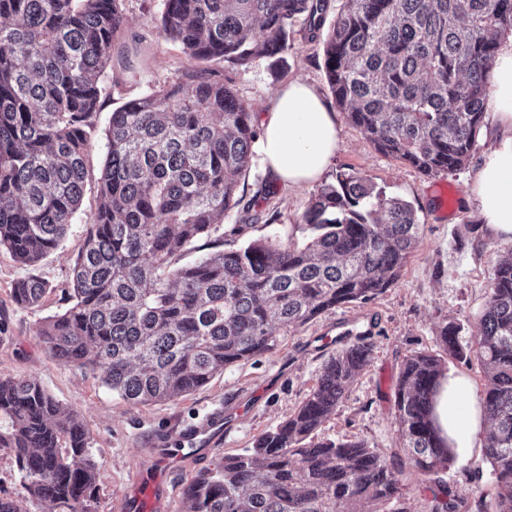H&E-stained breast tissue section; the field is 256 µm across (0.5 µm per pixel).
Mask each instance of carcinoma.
Here are the masks:
<instances>
[{"mask_svg": "<svg viewBox=\"0 0 512 512\" xmlns=\"http://www.w3.org/2000/svg\"><path fill=\"white\" fill-rule=\"evenodd\" d=\"M327 0H162L165 37L200 63H279L294 22L321 30ZM123 0H0V247L33 266L59 246L81 206L85 156L106 70L133 66ZM512 35V0H343L324 42L336 107L375 151L426 177L459 170L476 150L487 77ZM259 135L257 116L215 68L176 79L112 112L99 204L73 267L69 306L39 336L49 353L90 371L124 400L173 401L275 346L343 304L383 294L419 241L413 207L354 173L337 175L302 215L310 231L224 249L212 234L236 208ZM207 239L212 252L181 257ZM48 285L19 280L37 306ZM482 332L463 345L445 325L448 355L485 369L484 439L492 489L474 501L436 484L430 512H512V248L496 260ZM372 356L361 342L331 357L286 420L226 455L182 492L180 512H411L403 467L361 440H315ZM446 372L419 351L395 386L410 468L426 481L454 449L431 417ZM0 451L32 498L91 512L97 473L77 415L34 377L0 378Z\"/></svg>", "mask_w": 512, "mask_h": 512, "instance_id": "1", "label": "carcinoma"}]
</instances>
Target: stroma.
Segmentation results:
<instances>
[{
  "mask_svg": "<svg viewBox=\"0 0 512 512\" xmlns=\"http://www.w3.org/2000/svg\"><path fill=\"white\" fill-rule=\"evenodd\" d=\"M123 39L149 49V59L121 73L112 97L97 116L95 139L85 157L86 177L77 218L58 248L28 267L7 250H0V377L37 378L63 406L74 410L87 431L90 457L98 474L93 512H120L119 500L143 474L162 476L171 512L181 506L183 486L199 471L211 468L227 454L250 447L262 432L290 415L315 385L324 362L347 348L345 333H367L373 345L369 364L348 390L335 413L320 427L321 440L358 439L388 459L405 458L395 417L394 391L404 359L418 351H441L444 324L459 325V340L480 335V316L498 253L504 240L485 234L466 202L478 164L492 146L491 123H484L476 150L462 169L426 177L414 168L377 153L363 133L338 113L340 148L322 182L332 184L340 172L361 175L375 190L409 202L420 223L419 242L410 254L398 282L367 302L345 304L308 324L278 331L275 347L252 360L225 369L207 386L184 398L150 405H133L102 386L98 373L52 357L39 334L46 318L62 311L72 269L87 223L95 213L98 178L106 158L105 130L112 112L130 98L176 78L192 61L180 46L158 29L161 0H123ZM224 78L252 112L262 113L275 92L294 79L311 84L323 99L331 93L323 69V40L312 37L297 22L284 54V66L273 70L262 59L248 66H228ZM317 185L286 188L277 184L259 153H252L238 194L243 203L224 219V246L232 249L263 237H293L305 233L301 217ZM269 193L267 202L249 210L247 202ZM274 223H264L267 214ZM242 225L233 234V225ZM33 276L46 281L51 292L41 304L25 307L15 302V283ZM223 419L224 434L203 461L160 465L157 448L182 447L201 423ZM439 480L470 497L491 487L490 468L483 449L456 456L440 472ZM0 496L19 499L24 512H59L52 503L31 498L13 459L0 454Z\"/></svg>",
  "mask_w": 512,
  "mask_h": 512,
  "instance_id": "stroma-1",
  "label": "stroma"
}]
</instances>
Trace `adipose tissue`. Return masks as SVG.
<instances>
[{
	"instance_id": "1",
	"label": "adipose tissue",
	"mask_w": 512,
	"mask_h": 512,
	"mask_svg": "<svg viewBox=\"0 0 512 512\" xmlns=\"http://www.w3.org/2000/svg\"><path fill=\"white\" fill-rule=\"evenodd\" d=\"M491 82L498 135L476 170L468 202L490 236L512 240V39L499 48ZM260 131L261 160L288 187L316 183L340 147L335 110L300 80L275 93ZM434 418L459 453L483 446L487 415L466 376L451 373L442 380Z\"/></svg>"
}]
</instances>
